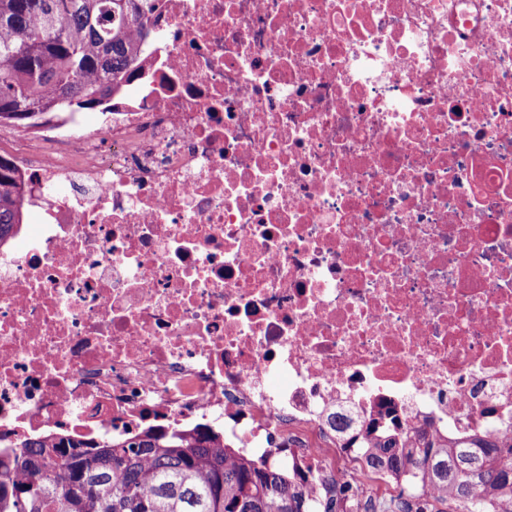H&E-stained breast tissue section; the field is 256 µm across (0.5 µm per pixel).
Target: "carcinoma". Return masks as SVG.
Segmentation results:
<instances>
[{"label": "carcinoma", "instance_id": "1", "mask_svg": "<svg viewBox=\"0 0 512 512\" xmlns=\"http://www.w3.org/2000/svg\"><path fill=\"white\" fill-rule=\"evenodd\" d=\"M158 0H0V125L36 128L94 110L138 74V46ZM24 221L23 190L0 159V241ZM370 477L407 489L378 502L342 482L322 504L275 466L241 458L211 429L189 438L148 430L128 442L34 438L0 454V512H512V437L447 438L372 422L357 445ZM98 489L83 500L76 484Z\"/></svg>", "mask_w": 512, "mask_h": 512}]
</instances>
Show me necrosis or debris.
Segmentation results:
<instances>
[{"label":"necrosis or debris","mask_w":512,"mask_h":512,"mask_svg":"<svg viewBox=\"0 0 512 512\" xmlns=\"http://www.w3.org/2000/svg\"><path fill=\"white\" fill-rule=\"evenodd\" d=\"M160 11L92 131L0 143V446L207 427L322 496L374 421L511 434L512 0ZM23 190L16 179L15 171L0 159V241L16 235L19 224H35L28 214L24 218Z\"/></svg>","instance_id":"4bbe7bcc"}]
</instances>
